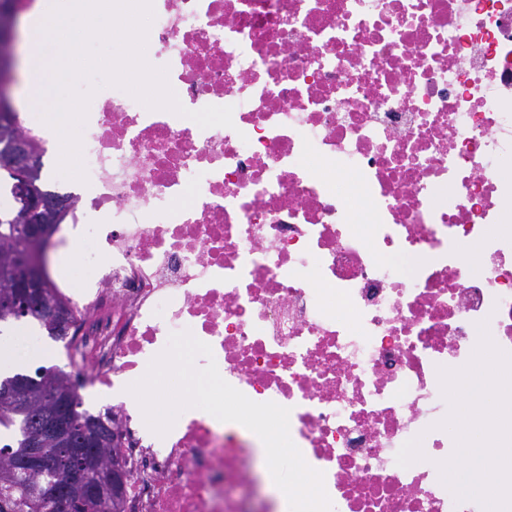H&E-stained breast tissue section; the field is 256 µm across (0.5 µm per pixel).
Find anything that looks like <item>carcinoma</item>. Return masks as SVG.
I'll return each instance as SVG.
<instances>
[{"mask_svg": "<svg viewBox=\"0 0 512 512\" xmlns=\"http://www.w3.org/2000/svg\"><path fill=\"white\" fill-rule=\"evenodd\" d=\"M19 9V0H3L0 4V30L12 24ZM12 109H0V147L14 142L25 145L28 153L35 158V165L28 172L26 196H15L20 204L17 213H29L32 224H40L51 234L64 220L70 196L47 189L41 179L43 162L33 144L22 136L14 123ZM28 228L26 225L3 224L0 222V296L11 294L14 287L23 285L30 277L41 285L42 298L63 313V324L37 321L49 336L61 339L65 336L64 326L72 323L70 312L65 305L54 299L47 287V281L39 266L31 267L20 262L19 256L27 249ZM68 398L67 408L76 426L69 433L65 447L59 449V465L64 470L75 468L90 454L99 457L101 467L85 472L84 485L91 494L73 499L70 512H116L112 481L104 472V465L113 462L112 419L106 413L92 414L82 409V401L76 388L71 386L63 371L52 367L42 368L38 382L24 389L19 395L0 398V430L11 436L10 442L0 446L17 454L25 447L31 434L42 430L44 419L61 408V400ZM50 477L27 471H17L11 462L0 457V502L15 500L16 512H60L56 503L47 494Z\"/></svg>", "mask_w": 512, "mask_h": 512, "instance_id": "1", "label": "carcinoma"}]
</instances>
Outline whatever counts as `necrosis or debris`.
I'll use <instances>...</instances> for the list:
<instances>
[{"label":"necrosis or debris","instance_id":"4bbe7bcc","mask_svg":"<svg viewBox=\"0 0 512 512\" xmlns=\"http://www.w3.org/2000/svg\"><path fill=\"white\" fill-rule=\"evenodd\" d=\"M152 5L148 63L184 108L229 106L233 124L121 89L91 101L88 182L50 247L94 272L46 270L72 332L42 356L124 389L190 331L213 352L197 367L289 408L333 512H480L440 480L438 370L467 364L482 322L512 353V233L489 232L512 221V0ZM353 177L364 233L336 189ZM111 411L123 512H289L243 425L197 409L159 436L138 403Z\"/></svg>","mask_w":512,"mask_h":512}]
</instances>
